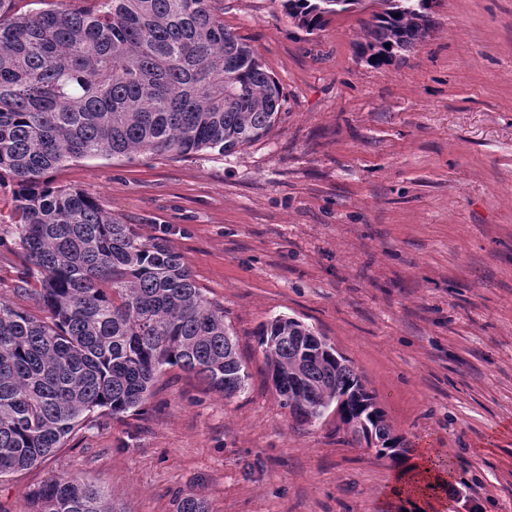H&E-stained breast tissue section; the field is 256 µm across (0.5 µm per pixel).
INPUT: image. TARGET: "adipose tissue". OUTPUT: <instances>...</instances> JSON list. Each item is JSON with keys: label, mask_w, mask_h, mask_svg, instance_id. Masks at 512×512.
<instances>
[{"label": "adipose tissue", "mask_w": 512, "mask_h": 512, "mask_svg": "<svg viewBox=\"0 0 512 512\" xmlns=\"http://www.w3.org/2000/svg\"><path fill=\"white\" fill-rule=\"evenodd\" d=\"M454 472L432 449L421 448L397 469L389 490L404 512H449L446 492Z\"/></svg>", "instance_id": "ef3b65f1"}]
</instances>
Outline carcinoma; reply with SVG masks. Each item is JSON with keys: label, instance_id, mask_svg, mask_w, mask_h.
<instances>
[{"label": "carcinoma", "instance_id": "carcinoma-1", "mask_svg": "<svg viewBox=\"0 0 512 512\" xmlns=\"http://www.w3.org/2000/svg\"><path fill=\"white\" fill-rule=\"evenodd\" d=\"M0 0V181L14 180L12 220L28 262L22 288L46 316L0 300V476L50 459L81 424L117 417L178 365L230 398L247 373L181 257L83 192L52 186L66 163L96 156L224 155L267 136L283 102L253 48L224 25V0H52L38 12ZM435 0H283L297 28L370 5L356 54L380 66L430 33ZM38 272L39 287H29ZM283 407L303 424L341 404L356 439L401 464L410 449L345 357L303 322L276 317L256 334ZM111 493L55 477L27 512H112ZM176 512H210L195 496Z\"/></svg>", "mask_w": 512, "mask_h": 512}]
</instances>
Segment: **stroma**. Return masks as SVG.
<instances>
[{
    "label": "stroma",
    "mask_w": 512,
    "mask_h": 512,
    "mask_svg": "<svg viewBox=\"0 0 512 512\" xmlns=\"http://www.w3.org/2000/svg\"><path fill=\"white\" fill-rule=\"evenodd\" d=\"M368 12L306 33L282 0H224L283 92L271 133L224 157L98 156L55 171L163 238L249 375L231 398L170 367L138 412L96 415L46 462L0 479L23 512L51 478L108 487L114 512H386L395 470L334 414L296 423L259 326L292 317L348 358L409 448L457 475L453 512H512V0H438L425 41L380 67ZM13 185L0 182V300L19 294Z\"/></svg>",
    "instance_id": "1"
}]
</instances>
